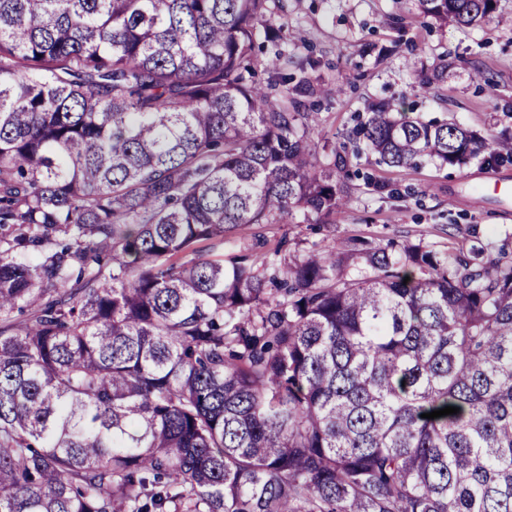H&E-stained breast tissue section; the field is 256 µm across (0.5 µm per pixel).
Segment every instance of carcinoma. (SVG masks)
I'll return each mask as SVG.
<instances>
[{"label":"carcinoma","mask_w":512,"mask_h":512,"mask_svg":"<svg viewBox=\"0 0 512 512\" xmlns=\"http://www.w3.org/2000/svg\"><path fill=\"white\" fill-rule=\"evenodd\" d=\"M267 11L0 0V512H512L505 250L210 257L345 205L305 67L247 78ZM356 137L390 167L512 163L390 104Z\"/></svg>","instance_id":"1"}]
</instances>
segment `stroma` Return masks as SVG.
I'll return each instance as SVG.
<instances>
[{
	"mask_svg": "<svg viewBox=\"0 0 512 512\" xmlns=\"http://www.w3.org/2000/svg\"><path fill=\"white\" fill-rule=\"evenodd\" d=\"M261 41L264 60L284 52L307 64L314 91L302 99L320 155H341L347 207L311 224H272L238 235L256 263L292 258L353 239L415 244L459 253L475 241L512 253V164L478 156L457 167L425 162L390 168L357 153L348 136L383 103L403 102L411 118L455 122L484 139L512 136V0H495L478 25L441 26L417 0H276Z\"/></svg>",
	"mask_w": 512,
	"mask_h": 512,
	"instance_id": "obj_1",
	"label": "stroma"
}]
</instances>
